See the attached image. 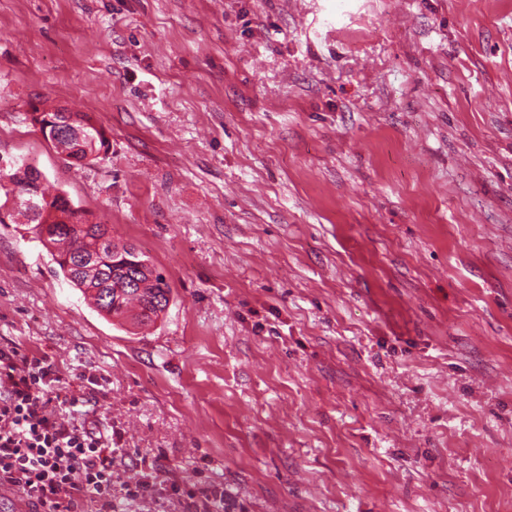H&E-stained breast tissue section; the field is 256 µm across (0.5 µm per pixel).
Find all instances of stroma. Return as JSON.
Masks as SVG:
<instances>
[{
	"instance_id": "35a3bbf8",
	"label": "stroma",
	"mask_w": 512,
	"mask_h": 512,
	"mask_svg": "<svg viewBox=\"0 0 512 512\" xmlns=\"http://www.w3.org/2000/svg\"><path fill=\"white\" fill-rule=\"evenodd\" d=\"M0 159L171 287L133 327L0 224V345L122 448L115 512H512V0H0ZM45 111V110H44ZM46 117L63 123H70L66 137L55 140V125L47 122ZM32 121L40 126L42 133L50 139L60 154H65L70 165L84 166L102 160L110 148L105 132L92 123L89 116L79 112H65L62 108H53L45 112H32ZM47 125H50L46 128ZM61 151H60V150Z\"/></svg>"
}]
</instances>
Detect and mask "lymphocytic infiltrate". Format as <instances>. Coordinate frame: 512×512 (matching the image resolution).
I'll list each match as a JSON object with an SVG mask.
<instances>
[{
    "label": "lymphocytic infiltrate",
    "mask_w": 512,
    "mask_h": 512,
    "mask_svg": "<svg viewBox=\"0 0 512 512\" xmlns=\"http://www.w3.org/2000/svg\"><path fill=\"white\" fill-rule=\"evenodd\" d=\"M60 387L49 367L0 347V486L15 488L35 512L112 509L111 439L60 421Z\"/></svg>",
    "instance_id": "f902f5d3"
}]
</instances>
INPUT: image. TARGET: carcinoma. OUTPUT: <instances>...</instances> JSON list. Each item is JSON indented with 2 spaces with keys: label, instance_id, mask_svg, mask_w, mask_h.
Masks as SVG:
<instances>
[{
  "label": "carcinoma",
  "instance_id": "1",
  "mask_svg": "<svg viewBox=\"0 0 512 512\" xmlns=\"http://www.w3.org/2000/svg\"><path fill=\"white\" fill-rule=\"evenodd\" d=\"M31 118L71 165H89L109 151L105 132L87 115L54 108L33 112ZM29 192L37 204L30 219L35 238L100 312L136 326L153 322L165 312L171 288L161 273L150 278L142 271L150 262L134 246L112 243L104 222L75 206L63 193H50L37 169L23 173L16 162L0 168V212L9 211L15 198ZM78 253L96 257L91 271L69 266Z\"/></svg>",
  "mask_w": 512,
  "mask_h": 512
}]
</instances>
